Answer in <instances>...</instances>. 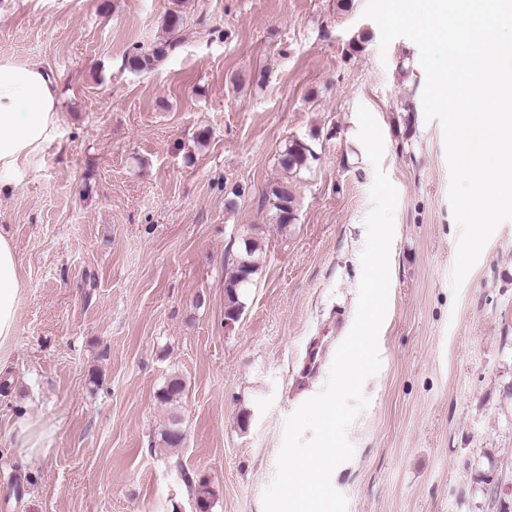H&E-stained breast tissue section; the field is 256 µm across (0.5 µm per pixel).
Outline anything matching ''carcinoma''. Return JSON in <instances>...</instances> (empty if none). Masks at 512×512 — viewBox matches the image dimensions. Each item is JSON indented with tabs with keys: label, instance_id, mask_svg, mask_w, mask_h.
I'll return each instance as SVG.
<instances>
[{
	"label": "carcinoma",
	"instance_id": "cac0c4a2",
	"mask_svg": "<svg viewBox=\"0 0 512 512\" xmlns=\"http://www.w3.org/2000/svg\"><path fill=\"white\" fill-rule=\"evenodd\" d=\"M176 45L177 42L169 41L145 53L137 52L128 58V64L137 71L151 69L165 59ZM317 159L318 154L312 143L303 139L289 140L280 151L278 164L288 178L271 184L266 200L275 223L279 224L281 228L285 229L297 220V204L291 190L290 179L297 178L309 171ZM263 261L264 249L258 238L248 236L240 242L236 251L232 275L224 281V317L235 319L241 316L245 290L253 284ZM183 390V381L178 377H173L161 389L158 397L163 402H171L177 399ZM195 495L200 512H208V509L211 508V499L214 497V491L210 484L205 480L199 481L195 488Z\"/></svg>",
	"mask_w": 512,
	"mask_h": 512
}]
</instances>
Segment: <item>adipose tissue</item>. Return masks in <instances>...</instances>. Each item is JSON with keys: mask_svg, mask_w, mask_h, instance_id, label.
<instances>
[{"mask_svg": "<svg viewBox=\"0 0 512 512\" xmlns=\"http://www.w3.org/2000/svg\"><path fill=\"white\" fill-rule=\"evenodd\" d=\"M58 111V96L42 67L0 57V176L22 170L51 140ZM20 286L15 245L0 234V346L16 334Z\"/></svg>", "mask_w": 512, "mask_h": 512, "instance_id": "ef3b65f1", "label": "adipose tissue"}]
</instances>
